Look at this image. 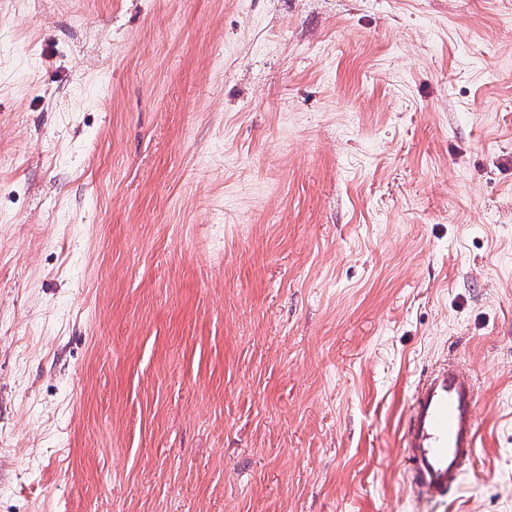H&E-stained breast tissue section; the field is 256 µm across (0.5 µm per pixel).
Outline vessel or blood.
Listing matches in <instances>:
<instances>
[{"mask_svg":"<svg viewBox=\"0 0 512 512\" xmlns=\"http://www.w3.org/2000/svg\"><path fill=\"white\" fill-rule=\"evenodd\" d=\"M477 392L462 365L436 364L419 382L403 433L410 483L431 504L456 491L478 446Z\"/></svg>","mask_w":512,"mask_h":512,"instance_id":"vessel-or-blood-1","label":"vessel or blood"}]
</instances>
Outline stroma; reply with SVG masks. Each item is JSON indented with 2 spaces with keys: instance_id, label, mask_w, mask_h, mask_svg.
Listing matches in <instances>:
<instances>
[{
  "instance_id": "1",
  "label": "stroma",
  "mask_w": 512,
  "mask_h": 512,
  "mask_svg": "<svg viewBox=\"0 0 512 512\" xmlns=\"http://www.w3.org/2000/svg\"><path fill=\"white\" fill-rule=\"evenodd\" d=\"M0 512H512V0H0ZM477 400L475 384L455 361L436 364L413 394L402 448L411 485L431 504L448 500L472 462Z\"/></svg>"
}]
</instances>
